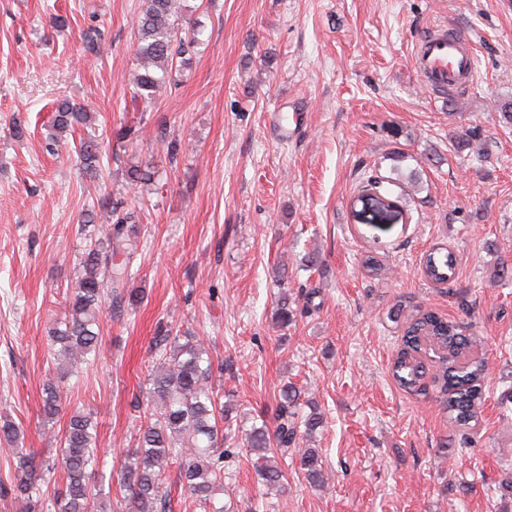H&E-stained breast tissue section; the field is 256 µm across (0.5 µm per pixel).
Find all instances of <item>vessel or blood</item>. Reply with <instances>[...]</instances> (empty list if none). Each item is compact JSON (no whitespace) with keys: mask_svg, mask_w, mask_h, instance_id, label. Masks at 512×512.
<instances>
[{"mask_svg":"<svg viewBox=\"0 0 512 512\" xmlns=\"http://www.w3.org/2000/svg\"><path fill=\"white\" fill-rule=\"evenodd\" d=\"M413 65L425 88L435 95L456 93L474 77L471 39L444 27L430 30L420 39Z\"/></svg>","mask_w":512,"mask_h":512,"instance_id":"obj_1","label":"vessel or blood"}]
</instances>
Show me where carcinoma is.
<instances>
[{
	"instance_id": "1",
	"label": "carcinoma",
	"mask_w": 512,
	"mask_h": 512,
	"mask_svg": "<svg viewBox=\"0 0 512 512\" xmlns=\"http://www.w3.org/2000/svg\"><path fill=\"white\" fill-rule=\"evenodd\" d=\"M180 0H143L138 19L136 45L137 71L130 86L133 103H150L159 88L170 82L174 61L194 51L200 31L185 35L177 25ZM91 114L81 104L68 99L55 103L52 141L86 126ZM80 161L90 175L99 172L97 144L87 140L80 146ZM373 194L361 193L352 199L355 205L393 207L401 198L382 193L372 185ZM134 214L111 208L102 223L94 224L87 213L83 224L94 225L96 241L89 244L82 270L72 286L71 309L61 326L52 331L53 360L60 377L78 372L87 355L99 351L100 336L97 314L102 300L112 289L119 288L115 299L137 301L135 289L123 290L125 273L132 247L127 224ZM455 269V257L445 248L430 253L424 274L434 283H446ZM429 340L448 350L450 360L435 368L434 382L443 396L448 421L468 429L478 420L484 400L486 361L475 355L480 339L466 335L455 322L434 312H418L405 318L400 348L391 363L392 376L406 391L427 395L423 377L426 368L420 360L422 341ZM155 357L163 359L151 378L146 422L136 448L125 455L122 486L127 491L125 512H173L166 473L170 465L178 466L184 491L200 512H224L216 505L214 493L224 487V466L232 451L224 447L231 435L230 406L218 399L213 379V363L204 344L193 336L184 338L164 330L155 337ZM301 391L292 383L280 392L278 423L254 427L241 436L242 443L258 456V476L267 485L280 486L284 469L272 445L288 447L295 443L299 425L312 435L323 423L321 414L311 412L297 421ZM62 411V394L55 379L43 387V412L52 420ZM96 423L92 413L75 410L69 417L57 457L46 462L27 448L16 449V477L13 491L29 501L32 512H112L107 506L106 474L98 470L95 448ZM316 448L298 449V465L315 487L322 488L326 477ZM60 472L63 482L53 487L49 504L42 501L39 475Z\"/></svg>"
}]
</instances>
